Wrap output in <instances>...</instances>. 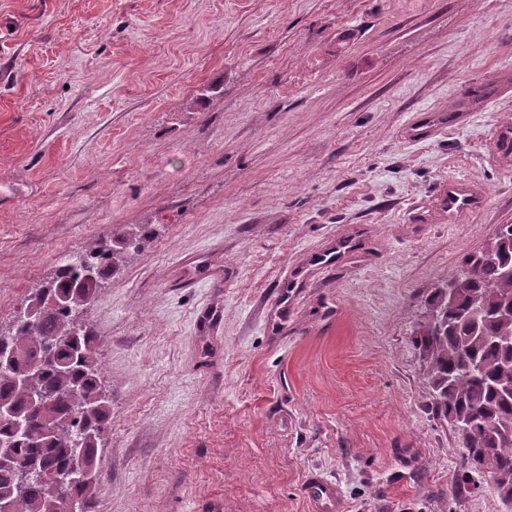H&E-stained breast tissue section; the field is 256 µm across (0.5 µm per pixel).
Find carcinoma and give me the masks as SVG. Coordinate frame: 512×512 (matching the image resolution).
<instances>
[{
	"mask_svg": "<svg viewBox=\"0 0 512 512\" xmlns=\"http://www.w3.org/2000/svg\"><path fill=\"white\" fill-rule=\"evenodd\" d=\"M148 226L119 227L86 247L72 263L35 289L0 342L12 362L0 366V403L8 404L27 434L0 419V497L11 512H93L100 478L62 485L71 471L74 443L83 436V464L98 468V450L112 424V394L103 383L101 337L78 317L94 304L112 275L149 241ZM100 269V280L85 285L74 267ZM512 224H502L484 246L465 257L448 287L435 289L427 319L417 325L416 342L428 364L429 396L439 418L463 422V471L490 473L506 512H512ZM456 289L448 301V289ZM481 311V328L465 316ZM44 397L34 409L30 399Z\"/></svg>",
	"mask_w": 512,
	"mask_h": 512,
	"instance_id": "1",
	"label": "carcinoma"
}]
</instances>
